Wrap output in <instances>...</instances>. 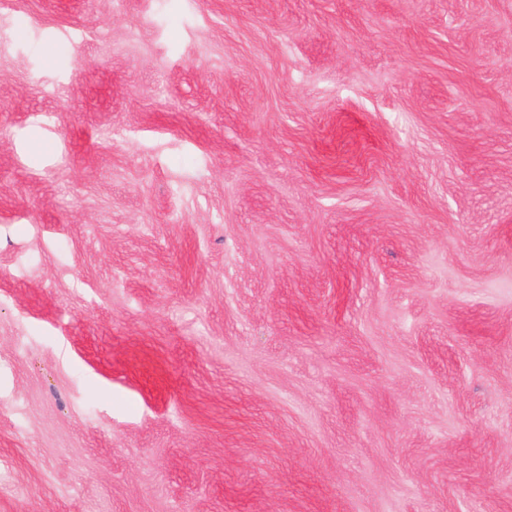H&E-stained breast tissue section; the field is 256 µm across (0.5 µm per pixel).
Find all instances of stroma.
<instances>
[{"instance_id": "stroma-1", "label": "stroma", "mask_w": 512, "mask_h": 512, "mask_svg": "<svg viewBox=\"0 0 512 512\" xmlns=\"http://www.w3.org/2000/svg\"><path fill=\"white\" fill-rule=\"evenodd\" d=\"M0 512H512V0H0Z\"/></svg>"}]
</instances>
